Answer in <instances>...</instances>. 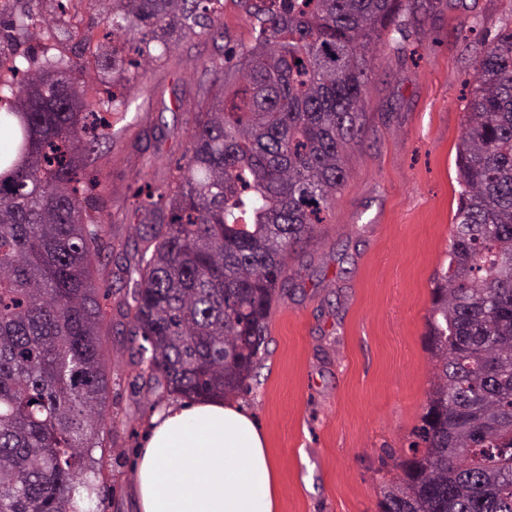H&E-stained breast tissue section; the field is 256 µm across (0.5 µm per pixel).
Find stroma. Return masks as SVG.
Masks as SVG:
<instances>
[{
	"label": "stroma",
	"mask_w": 512,
	"mask_h": 512,
	"mask_svg": "<svg viewBox=\"0 0 512 512\" xmlns=\"http://www.w3.org/2000/svg\"><path fill=\"white\" fill-rule=\"evenodd\" d=\"M408 37L381 45L368 74L364 130L345 153L346 179L323 224L288 261V286L269 317L268 342L249 391L233 403L266 435L279 467L278 512H379V484L408 458L427 403L433 362L426 318L433 278L448 261L458 205L457 149L466 125L480 39L512 28V0H422ZM223 37L201 32L153 49L149 65L121 74L130 103L87 171L110 215L115 280L140 230L138 191L168 181L188 158L204 66L224 42L250 41L247 0H226ZM470 27L462 37L461 27ZM38 62L78 55L43 26L18 33L14 52ZM134 345L107 337L106 409L112 437L99 501L83 512H139L136 466L155 414L184 399L133 391Z\"/></svg>",
	"instance_id": "stroma-1"
}]
</instances>
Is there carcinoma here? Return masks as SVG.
Instances as JSON below:
<instances>
[{"label":"carcinoma","mask_w":512,"mask_h":512,"mask_svg":"<svg viewBox=\"0 0 512 512\" xmlns=\"http://www.w3.org/2000/svg\"><path fill=\"white\" fill-rule=\"evenodd\" d=\"M112 36L141 27L215 31L222 0H117ZM410 0H262L254 40L204 67L215 90L188 159L158 193L136 195L142 247L125 265L119 316L133 385L189 399L248 388L288 257L312 237L345 181L379 44L405 38ZM34 24L0 16V39ZM28 64L0 80V512H79L74 493L104 482L100 299L109 248L103 203L84 170L112 116L86 124L78 63ZM456 159L459 203L448 267L427 318L434 373L412 457L381 481V512H512V30L483 41ZM466 458L454 460L458 451Z\"/></svg>","instance_id":"obj_1"}]
</instances>
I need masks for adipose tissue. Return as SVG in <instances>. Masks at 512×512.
<instances>
[{
  "instance_id": "ef3b65f1",
  "label": "adipose tissue",
  "mask_w": 512,
  "mask_h": 512,
  "mask_svg": "<svg viewBox=\"0 0 512 512\" xmlns=\"http://www.w3.org/2000/svg\"><path fill=\"white\" fill-rule=\"evenodd\" d=\"M152 424L137 467L140 512H276V464L237 406H171Z\"/></svg>"
}]
</instances>
